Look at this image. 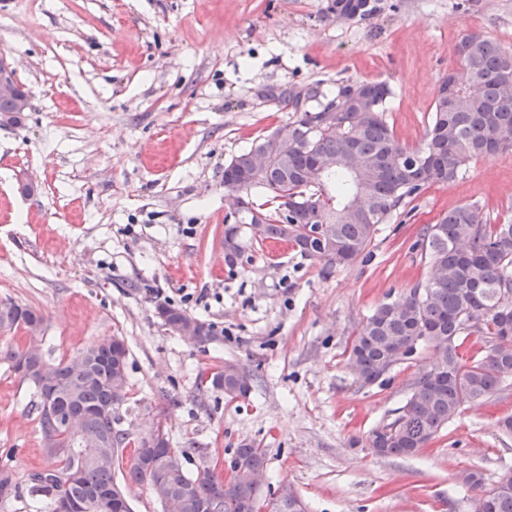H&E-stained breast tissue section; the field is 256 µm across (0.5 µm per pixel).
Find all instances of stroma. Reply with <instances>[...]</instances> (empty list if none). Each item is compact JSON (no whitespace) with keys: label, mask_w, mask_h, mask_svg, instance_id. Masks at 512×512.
Segmentation results:
<instances>
[{"label":"stroma","mask_w":512,"mask_h":512,"mask_svg":"<svg viewBox=\"0 0 512 512\" xmlns=\"http://www.w3.org/2000/svg\"><path fill=\"white\" fill-rule=\"evenodd\" d=\"M328 0H5L0 54L31 107L0 128V302L45 318L39 346L57 361L104 336L123 338L130 386L121 429L154 425L189 451L188 470L218 476L239 444L266 452L268 497L290 487L308 512H472L474 493L512 472V377L454 416L413 457L376 456L371 430L394 420L429 350L377 382L352 373L351 344L380 304L425 280L421 230L478 203L512 222V152L470 160L379 225L366 258L328 266L293 245L275 250L239 224L224 167L295 114L268 90L378 80L385 118L407 147L423 144L454 45L478 34L512 52V0H382L370 18L326 16ZM38 189L19 190L23 177ZM238 224L243 254L224 258ZM169 305L212 324L200 346L157 315ZM233 362L255 374L246 399L201 385ZM33 390L0 364V469L41 512L30 475L51 465Z\"/></svg>","instance_id":"1"}]
</instances>
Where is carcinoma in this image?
<instances>
[{
    "mask_svg": "<svg viewBox=\"0 0 512 512\" xmlns=\"http://www.w3.org/2000/svg\"><path fill=\"white\" fill-rule=\"evenodd\" d=\"M381 0H331L328 13L364 19L381 10ZM457 67L440 82L430 108L423 144H402L385 119L392 89L383 81L343 83L325 108H336L324 119L322 108L298 111L289 124L297 138L288 153L270 163L245 187L246 195L261 188L269 199L257 205L266 216L251 225L255 238L293 243L298 252L328 265L352 263L370 246L377 225L386 223L408 199L424 189L455 179L471 158H492L512 152V54L478 34L462 36L454 46ZM349 143L367 169L364 186L370 208L356 217L343 214L344 200L357 182L343 160ZM336 158V169L323 175L314 170L313 156ZM297 197L283 214L278 198ZM422 251L429 260L426 281L394 302L380 304L353 341L349 364L363 384L381 378L392 366L414 354L412 343L436 356L414 383L410 396L390 423L374 429L371 448L380 456H415L426 448L461 409L483 399L512 376V344L499 342L504 319L512 320V223L489 224L474 204H463L423 229ZM44 325L33 308L0 303V330ZM476 336L485 349L471 365L461 363L459 338ZM128 349L112 338V356L90 345L68 358L52 362L35 346L0 350L8 369L22 374L34 390L31 408L38 413L42 442L59 464L31 474V492L61 512L69 501H82L86 512H111L119 495L125 512H132L126 484L148 486L172 512H246L250 502L266 501L263 486L235 475L219 478L212 469H186L188 451L173 447L169 433L158 426L131 442L119 428L120 406L129 380ZM211 386L228 396L247 397L254 375L232 363L216 371ZM82 422L74 436L66 419ZM133 462L123 478L115 468L129 444ZM252 471L265 468L266 453L255 444H241L229 461ZM81 470L76 481L69 478ZM465 485L478 490L473 512H512V474L496 483L500 492L487 496L478 472Z\"/></svg>",
    "mask_w": 512,
    "mask_h": 512,
    "instance_id": "carcinoma-1",
    "label": "carcinoma"
}]
</instances>
